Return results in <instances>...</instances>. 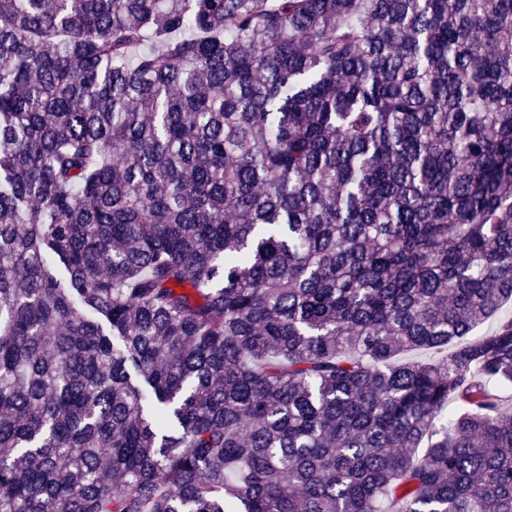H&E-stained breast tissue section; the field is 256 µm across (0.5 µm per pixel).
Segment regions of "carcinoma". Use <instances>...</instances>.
I'll return each instance as SVG.
<instances>
[{
  "instance_id": "1",
  "label": "carcinoma",
  "mask_w": 512,
  "mask_h": 512,
  "mask_svg": "<svg viewBox=\"0 0 512 512\" xmlns=\"http://www.w3.org/2000/svg\"><path fill=\"white\" fill-rule=\"evenodd\" d=\"M512 0H0V512H512Z\"/></svg>"
}]
</instances>
